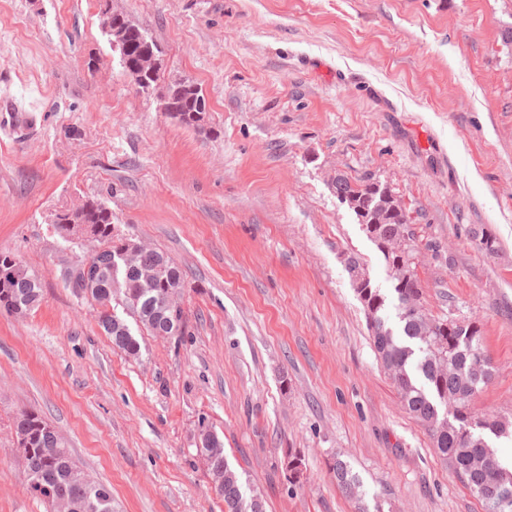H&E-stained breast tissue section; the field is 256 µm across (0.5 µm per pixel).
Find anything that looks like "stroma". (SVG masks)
<instances>
[{
  "label": "stroma",
  "instance_id": "stroma-1",
  "mask_svg": "<svg viewBox=\"0 0 512 512\" xmlns=\"http://www.w3.org/2000/svg\"><path fill=\"white\" fill-rule=\"evenodd\" d=\"M106 8L159 44L161 86L200 88L202 128L133 84ZM510 31L512 0H0V251L44 288L0 309V512H46L12 429L32 409L114 512H224L202 417L266 512H355L337 454L368 512H484L377 361L348 257L389 283L335 181L370 176L415 217L427 312L482 329L474 411L512 420ZM87 197L184 270L182 342L142 335L128 357L67 286L82 249L51 220ZM331 468L336 477L337 486L346 494L354 498L355 511L368 512V509L364 505L362 497L358 492V478L352 473L347 462L336 456L331 463Z\"/></svg>",
  "mask_w": 512,
  "mask_h": 512
}]
</instances>
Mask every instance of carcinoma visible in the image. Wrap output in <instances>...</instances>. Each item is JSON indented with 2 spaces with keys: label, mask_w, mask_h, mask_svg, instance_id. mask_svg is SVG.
Here are the masks:
<instances>
[{
  "label": "carcinoma",
  "mask_w": 512,
  "mask_h": 512,
  "mask_svg": "<svg viewBox=\"0 0 512 512\" xmlns=\"http://www.w3.org/2000/svg\"><path fill=\"white\" fill-rule=\"evenodd\" d=\"M336 195L345 201L357 222L391 247L390 259L406 268L407 276L393 285L397 298L399 332H394L384 313L388 297L378 288H358L375 354L391 375L402 408L423 422L431 432L439 457L454 475L483 503L484 512H512V470L502 466L483 431L496 437L512 436L508 425L493 416L478 417L472 407L492 376V366L482 345L481 329L474 322L436 320L426 313L416 273V235L410 213L393 195L370 178H336ZM55 232L64 236L83 229L95 236L100 247L92 254L100 287L86 294L77 282L66 278L74 294L98 307L97 322L113 344L136 357L140 343L128 321L151 336L171 332L174 322L165 309L166 297L182 294L185 275L167 254L145 250L132 257L124 272L112 274L113 253L123 246L114 243L112 210L89 198L72 212L56 215ZM478 248L497 251L496 238L485 229L473 232ZM126 300L124 316L114 315L116 297ZM43 299L41 280L27 268L0 287V308L24 314L38 308ZM15 434L26 435L24 472L32 473L27 488L47 512H112L110 490L93 480L74 460L58 432L38 412L25 410L13 422ZM197 452L210 457L209 477L224 483V512H263L260 496L245 499L240 478L224 454V442L208 423L197 433ZM288 481L301 482L305 459L290 452L283 461ZM337 486L355 500V512H368L358 492L359 481L346 461L331 463Z\"/></svg>",
  "instance_id": "1"
}]
</instances>
